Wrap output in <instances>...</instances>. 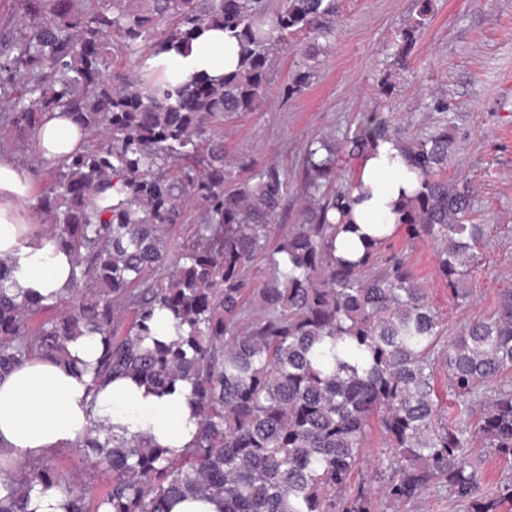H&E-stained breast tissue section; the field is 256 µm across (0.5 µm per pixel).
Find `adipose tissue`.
<instances>
[{
	"mask_svg": "<svg viewBox=\"0 0 512 512\" xmlns=\"http://www.w3.org/2000/svg\"><path fill=\"white\" fill-rule=\"evenodd\" d=\"M238 60L236 40L211 29L193 43L188 54L161 53L149 57L148 63L176 70V82L181 85L202 72L213 77L233 72ZM36 143L44 160L57 163L81 147L83 139L68 117L54 112L45 117ZM422 181L400 139H376L357 162L342 215L349 229L336 239L337 258L358 260L367 244L395 238L410 218ZM36 192L31 168L0 157V258L14 266L10 288L19 294L34 290L45 297H59L71 286V262L54 243L37 235L32 215ZM91 379L90 373L44 359L0 379V447L19 462L72 446L90 426ZM94 397L99 416L108 419L116 434H149L174 450L186 447L193 438L188 390L160 397L132 381L117 379Z\"/></svg>",
	"mask_w": 512,
	"mask_h": 512,
	"instance_id": "ef3b65f1",
	"label": "adipose tissue"
}]
</instances>
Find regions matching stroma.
<instances>
[{
  "instance_id": "stroma-1",
  "label": "stroma",
  "mask_w": 512,
  "mask_h": 512,
  "mask_svg": "<svg viewBox=\"0 0 512 512\" xmlns=\"http://www.w3.org/2000/svg\"><path fill=\"white\" fill-rule=\"evenodd\" d=\"M418 0H336L335 32L308 43L273 48L271 90L258 109L224 124V166L241 161L278 165L291 192L288 221L303 204V145L315 137L342 138L365 113L381 112L414 134L447 128L453 140L446 175L469 187L477 223L491 227L472 279L473 297L458 305L438 276L436 249L395 237L429 290L447 335L491 317L512 292V0H432L430 21L416 34L407 63L395 57L396 37L412 24ZM310 84L287 95L299 68ZM62 486L100 494L107 473L85 471L72 449L55 452Z\"/></svg>"
}]
</instances>
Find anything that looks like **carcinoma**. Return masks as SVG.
<instances>
[{
	"mask_svg": "<svg viewBox=\"0 0 512 512\" xmlns=\"http://www.w3.org/2000/svg\"><path fill=\"white\" fill-rule=\"evenodd\" d=\"M420 3L399 34L400 59L428 24L430 0ZM335 13V0H14L0 30V126L34 139L61 110L89 138L38 199L48 237L72 261V288L50 303L19 296L0 260V377L39 357L66 362L69 344L97 334L95 384L127 378L170 395L182 382L196 425L175 452L115 434L91 398L73 449L112 478L93 509L65 492V512H170L183 498L220 500L224 512H377L365 484L352 487L376 427L386 501L443 486L466 512L512 503V485L484 491L469 454L480 441L512 459V296L445 340L428 288L388 241L336 259L348 225L332 214L351 182L340 157L392 135L390 118L372 112L342 143L306 145L295 224L278 223L289 191L278 166L244 182L224 169L220 131L269 92L273 38L315 40L333 32ZM207 28L239 41L235 72L175 88L159 70L123 66L186 52ZM449 149L446 127L406 144L425 178L403 232L436 246L439 276L465 304L486 225L473 223L470 191L444 176ZM190 200L205 205V221L171 241ZM64 299L69 311L33 328ZM164 320L175 338H162ZM439 366L456 399L446 417ZM52 489L49 458L0 476V512H32V496Z\"/></svg>",
	"mask_w": 512,
	"mask_h": 512,
	"instance_id": "cac0c4a2",
	"label": "carcinoma"
}]
</instances>
